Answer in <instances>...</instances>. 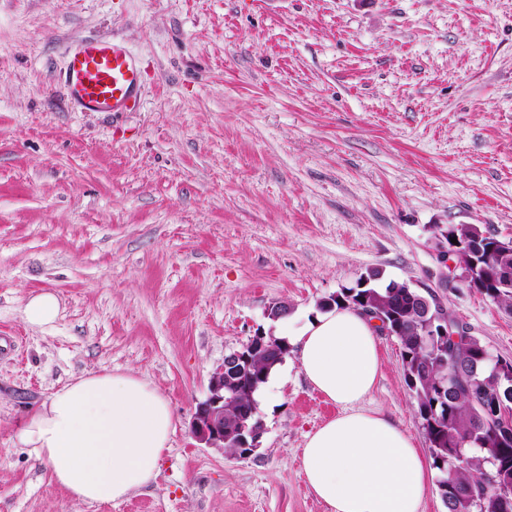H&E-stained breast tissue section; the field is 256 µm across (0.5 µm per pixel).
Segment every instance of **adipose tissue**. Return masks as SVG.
I'll return each mask as SVG.
<instances>
[{
    "label": "adipose tissue",
    "instance_id": "ef3b65f1",
    "mask_svg": "<svg viewBox=\"0 0 512 512\" xmlns=\"http://www.w3.org/2000/svg\"><path fill=\"white\" fill-rule=\"evenodd\" d=\"M377 323L350 308L317 313L285 338L336 416L306 436L301 467L328 512H423L432 471L417 441L364 408L380 373ZM169 401L130 373H89L58 388L18 440L76 500L111 503L149 486L170 446Z\"/></svg>",
    "mask_w": 512,
    "mask_h": 512
}]
</instances>
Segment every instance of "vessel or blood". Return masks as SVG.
Wrapping results in <instances>:
<instances>
[{
    "mask_svg": "<svg viewBox=\"0 0 512 512\" xmlns=\"http://www.w3.org/2000/svg\"><path fill=\"white\" fill-rule=\"evenodd\" d=\"M65 83L83 112H119L142 95L140 72L131 55L107 40L84 41L69 55Z\"/></svg>",
    "mask_w": 512,
    "mask_h": 512,
    "instance_id": "obj_1",
    "label": "vessel or blood"
}]
</instances>
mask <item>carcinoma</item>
Segmentation results:
<instances>
[{"instance_id": "1", "label": "carcinoma", "mask_w": 512, "mask_h": 512, "mask_svg": "<svg viewBox=\"0 0 512 512\" xmlns=\"http://www.w3.org/2000/svg\"><path fill=\"white\" fill-rule=\"evenodd\" d=\"M447 237L450 258L475 244L492 247L483 254L484 268L470 276L474 287L494 301L512 307V284L499 277L512 271V248L496 246L497 237L476 224H451ZM380 272L371 270L356 285L342 289L320 303L324 310L347 306L387 324L401 345L400 357L416 413L429 444L436 485L447 512H512V496L500 489L512 485V433L482 423L484 409L508 401L512 374L497 372L485 343L470 331L454 340L442 336L439 324H430L437 311L435 299L395 281L381 287ZM288 355V343L276 340L265 349L249 350L248 362L225 376L224 428L234 431L244 412L257 408L255 395L271 369Z\"/></svg>"}]
</instances>
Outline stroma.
I'll list each match as a JSON object with an SVG mask.
<instances>
[{
  "label": "stroma",
  "mask_w": 512,
  "mask_h": 512,
  "mask_svg": "<svg viewBox=\"0 0 512 512\" xmlns=\"http://www.w3.org/2000/svg\"><path fill=\"white\" fill-rule=\"evenodd\" d=\"M92 38L139 66L129 111L67 99ZM451 224L512 239V0H0V512H328L300 455L338 408L294 356L249 458L200 447L196 408L225 356L281 335L274 303L306 321L370 270L512 360V307L447 285ZM42 291L60 314L33 326ZM379 339L364 406L428 449ZM90 371L135 372L175 414L156 480L120 502H77L17 437ZM23 313L26 321L32 325H50L59 316L60 301L52 292H40L26 301Z\"/></svg>",
  "instance_id": "stroma-1"
}]
</instances>
